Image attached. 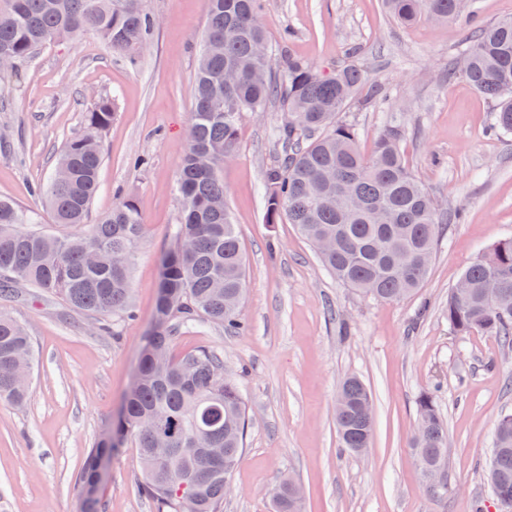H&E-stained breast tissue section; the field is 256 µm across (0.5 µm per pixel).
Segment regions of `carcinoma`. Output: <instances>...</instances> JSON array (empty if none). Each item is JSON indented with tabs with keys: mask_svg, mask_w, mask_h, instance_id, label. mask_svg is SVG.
I'll list each match as a JSON object with an SVG mask.
<instances>
[{
	"mask_svg": "<svg viewBox=\"0 0 512 512\" xmlns=\"http://www.w3.org/2000/svg\"><path fill=\"white\" fill-rule=\"evenodd\" d=\"M402 23L455 17L462 0H384ZM156 21L142 0H0V58L14 67L33 60L48 43L95 34L112 51L147 46ZM266 39L260 0H207V27L194 83V110L175 191L182 217L176 237L187 248L166 258L159 282L154 326L143 341L138 385L125 397L123 418L90 449L78 473L81 512H99L89 495L114 438L132 440L142 460L138 489L157 512H223L224 479L243 451L248 413L237 383L224 375V357L209 347L181 355L172 348L184 326L206 322L235 335L246 329L242 315L245 264L236 225L227 206L220 166L236 146L239 119L273 102L287 114L272 132L280 153L265 176V221L294 225L311 244L329 236L336 245L319 257L337 281L356 292L396 300L427 278L438 241L460 219L439 207L410 169L401 144L406 129L386 127L370 155L358 148L354 125L338 119L368 81L347 64L329 73L294 57L283 60V77L272 58L256 53ZM465 55L464 76L495 101L493 131L512 136V18L480 24ZM113 103L102 97L84 113L85 131L66 140L52 173L37 193L53 221L74 232L53 236L34 229L40 211L0 199V302H15L21 287L53 295L96 321L97 330L118 334L131 316L130 270L145 224L127 199L95 224L85 223L99 191L100 135L112 123ZM472 294L448 291V325L460 336L482 331L512 348V238L478 256L462 273ZM497 282L500 303L484 299ZM30 337L12 316L0 312V402L26 403L32 368ZM371 393L356 377L345 379L336 397L339 447L360 453L370 447L374 418L364 412ZM411 436L420 469H444L448 427L433 390L417 401ZM209 448L226 449L224 465L210 468ZM492 494L512 512V412L494 427L488 463ZM280 481L275 512H304Z\"/></svg>",
	"mask_w": 512,
	"mask_h": 512,
	"instance_id": "1",
	"label": "carcinoma"
}]
</instances>
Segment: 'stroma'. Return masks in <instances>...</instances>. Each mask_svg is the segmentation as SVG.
<instances>
[{
  "instance_id": "1",
  "label": "stroma",
  "mask_w": 512,
  "mask_h": 512,
  "mask_svg": "<svg viewBox=\"0 0 512 512\" xmlns=\"http://www.w3.org/2000/svg\"><path fill=\"white\" fill-rule=\"evenodd\" d=\"M157 22L150 44L118 54L98 36L42 48L18 76L0 80V197L42 212L36 195L67 138L83 128L98 97L114 99L101 136L100 189L89 223L133 199L146 224L131 268L133 310L119 335L93 331L92 317L30 290L6 307L24 323L36 363L25 407L0 404V512H80L76 476L89 448L119 418L155 321L162 260L180 219L174 192L187 148L194 77L207 24L205 0H143ZM512 16V0H465L457 17L409 25L382 0H263L272 59L290 53L322 69L354 63L386 104L355 100L340 120L354 124L370 153L392 122L406 129L410 168L438 204L459 208L424 283L383 301L344 286L288 223L265 221V170L276 159L272 131L286 115L271 106L240 119L236 148L221 168L246 264L242 313L249 329L182 328V353L207 346L224 357L249 415L224 512H272L271 493L292 477L305 512H500L485 463L499 415L512 411V351L481 332L448 326V291L494 243L512 238V136L491 131L495 104L466 79H443L469 47L470 15ZM146 156L148 167L135 166ZM359 378L372 394L371 445L341 451L334 407L341 382ZM436 389L448 425L442 484L423 481L410 439L416 402ZM139 450L127 443L107 463L99 512H156L140 495Z\"/></svg>"
}]
</instances>
